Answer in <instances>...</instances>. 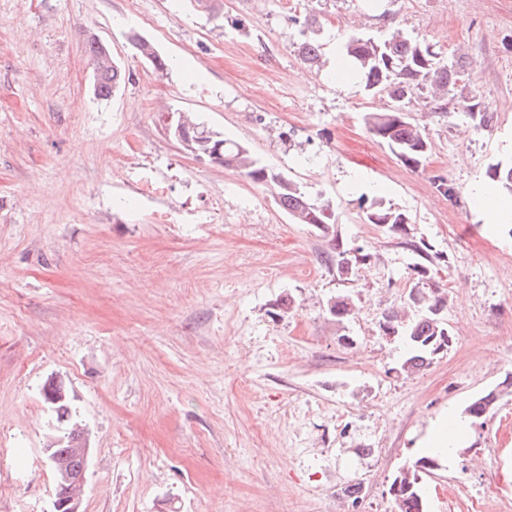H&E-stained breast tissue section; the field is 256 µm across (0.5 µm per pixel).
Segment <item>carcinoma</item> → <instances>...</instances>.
Returning <instances> with one entry per match:
<instances>
[{"label": "carcinoma", "mask_w": 512, "mask_h": 512, "mask_svg": "<svg viewBox=\"0 0 512 512\" xmlns=\"http://www.w3.org/2000/svg\"><path fill=\"white\" fill-rule=\"evenodd\" d=\"M85 46L93 68L95 97L108 99L125 80V73L117 61L107 60L97 41L87 38ZM299 51L309 64L320 63L322 44L317 38L311 36L304 40ZM138 52L155 71L162 73L168 69L167 59L152 42H139ZM341 52L366 93H384L392 102L388 111L366 116L368 132L407 166L416 169L424 166L430 144L410 117L407 105L417 95L438 105V109H445L448 95L454 92L462 76V61L442 58L431 45L412 38L401 29L384 41L366 35L350 36L342 43ZM458 106L476 121V126L492 125L494 113L474 98L464 97L458 101ZM216 140L222 143L218 163L240 170L255 184L273 188L278 205L296 223L313 224L326 234L337 224L336 210L330 202L311 200L288 174L263 165L246 146L221 134ZM487 176L498 190L512 195V160L489 166ZM365 220L400 236L408 234L407 215L392 207L373 204L365 212ZM372 258L373 254L362 248L349 250L334 241L331 260L342 273L348 274L367 265ZM418 294L421 304L417 305V318L407 320L397 312H385L380 320L383 335L400 338L406 344L407 353L401 365L406 373H417L429 367L434 356L447 350L452 342V332L444 319L445 293L439 288H420ZM352 311L353 302L347 295L335 297L333 305L327 307V312L338 321L348 318ZM496 399L497 396L489 392L472 402L465 413L470 418L481 419L494 409ZM441 463L438 456H423L395 475L389 493L396 512H427L421 474L439 469Z\"/></svg>", "instance_id": "cac0c4a2"}]
</instances>
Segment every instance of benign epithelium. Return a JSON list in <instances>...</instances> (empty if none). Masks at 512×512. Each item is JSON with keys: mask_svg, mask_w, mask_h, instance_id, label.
Listing matches in <instances>:
<instances>
[{"mask_svg": "<svg viewBox=\"0 0 512 512\" xmlns=\"http://www.w3.org/2000/svg\"><path fill=\"white\" fill-rule=\"evenodd\" d=\"M166 130L186 151L197 157L209 156L219 150V146L212 148L195 147L199 140L192 137L195 127L186 123L183 112H171L168 115ZM57 445L52 443L44 449L47 463L52 470L56 484L66 489L63 496L55 498L52 512H84L82 505L86 494V473L90 458L89 430L80 426L79 435L69 444V455L80 462V466L72 467L66 457H61L56 451Z\"/></svg>", "mask_w": 512, "mask_h": 512, "instance_id": "obj_1", "label": "benign epithelium"}]
</instances>
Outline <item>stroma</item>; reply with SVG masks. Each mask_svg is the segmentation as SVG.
<instances>
[{
	"instance_id": "stroma-1",
	"label": "stroma",
	"mask_w": 512,
	"mask_h": 512,
	"mask_svg": "<svg viewBox=\"0 0 512 512\" xmlns=\"http://www.w3.org/2000/svg\"><path fill=\"white\" fill-rule=\"evenodd\" d=\"M0 0V512H51L43 450L61 426L41 395L60 379L90 431L85 512H393L394 476L431 418L495 392L451 467L424 475L427 512H512V228L473 204L512 158V0ZM322 27L325 67L298 50ZM465 56L456 97L495 115L415 105L431 151L404 165L368 133L386 95L332 74L343 38L395 28ZM126 70L94 96L85 32ZM171 65L153 70L129 35ZM182 110L245 143L338 216L294 223L273 189L183 150ZM444 178L456 200L438 193ZM382 201L402 238L367 223ZM376 253L352 275L334 240ZM439 255L452 343L400 365L384 312L417 283L410 241ZM354 313L336 321L331 297ZM291 298L285 315L277 304ZM352 337L344 346L341 336ZM349 448H365L362 461ZM363 498L343 495L349 480ZM458 106L463 112H468L470 117L476 121V127L487 128L492 125L494 113L481 107L480 102H475L474 98L464 97L458 101ZM365 220L370 224L382 226L398 235H408L409 219L404 212L392 207L385 208L381 204H372L364 213Z\"/></svg>"
}]
</instances>
